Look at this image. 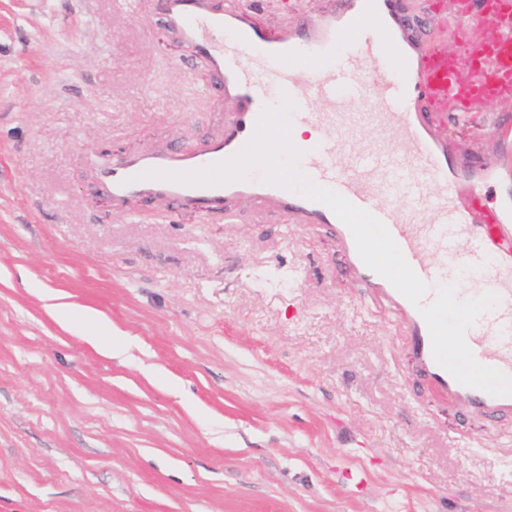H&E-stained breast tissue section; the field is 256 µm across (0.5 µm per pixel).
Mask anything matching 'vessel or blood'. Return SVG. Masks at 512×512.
Returning <instances> with one entry per match:
<instances>
[{
	"label": "vessel or blood",
	"instance_id": "b4317fda",
	"mask_svg": "<svg viewBox=\"0 0 512 512\" xmlns=\"http://www.w3.org/2000/svg\"><path fill=\"white\" fill-rule=\"evenodd\" d=\"M380 6L374 36L365 35V20L359 17L322 38L284 37L278 46L269 47L257 32L240 28L237 11L214 10L210 0H157L167 24L194 54L206 58L236 109L228 113L223 134L201 150L126 156L99 167L95 184L118 210L135 194L172 204L185 200L204 213L244 200L259 212L285 213L294 223L321 224L335 231L355 271L399 314L437 390L494 417L512 410V395L466 386L435 361L418 307L363 262L351 230L327 205L250 177L216 185L174 179L175 174L224 162L250 142L265 108L255 67H274L280 89L295 106L291 122L319 134L313 145L301 150L307 176L382 221L423 282L431 286L460 265L480 266L486 257L495 258L494 272L482 278L481 285L496 293L499 303L485 313L482 332L465 340L478 363L512 374V206L487 203L483 185L492 174L476 157H458L453 165L459 177L449 179L448 150L432 141L424 126L451 113H471L480 104L512 100V0H456L448 27L455 50L432 41L412 73L396 50L402 30L392 16L391 0H380ZM228 32L240 52L234 62L228 61L222 46ZM372 84L382 92L380 109L372 117L397 148L391 156L372 149L344 153L336 136L337 117ZM412 93L425 100L426 114L410 110L407 97ZM459 234L475 237L477 250L459 255L454 245Z\"/></svg>",
	"mask_w": 512,
	"mask_h": 512
}]
</instances>
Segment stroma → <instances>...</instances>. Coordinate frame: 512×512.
<instances>
[{
  "label": "stroma",
  "instance_id": "35a3bbf8",
  "mask_svg": "<svg viewBox=\"0 0 512 512\" xmlns=\"http://www.w3.org/2000/svg\"><path fill=\"white\" fill-rule=\"evenodd\" d=\"M270 43L336 0H212ZM454 0H397L415 53ZM234 101L155 0H0V512H512V411L465 413L335 236L128 200L103 157L200 149ZM512 157V103L434 126ZM95 310L113 356L54 307Z\"/></svg>",
  "mask_w": 512,
  "mask_h": 512
}]
</instances>
